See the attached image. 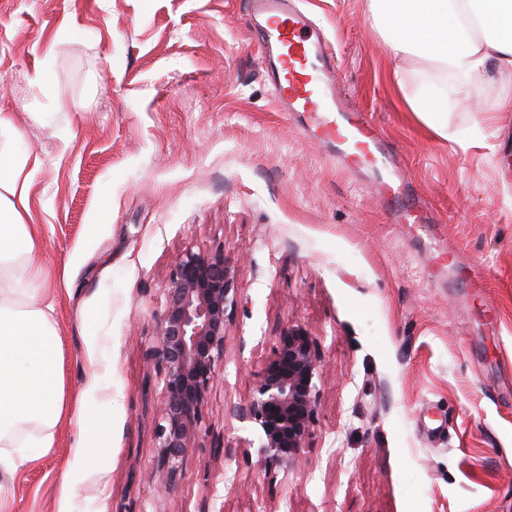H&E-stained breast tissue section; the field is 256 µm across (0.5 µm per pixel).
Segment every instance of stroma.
I'll list each match as a JSON object with an SVG mask.
<instances>
[{"label":"stroma","instance_id":"obj_1","mask_svg":"<svg viewBox=\"0 0 512 512\" xmlns=\"http://www.w3.org/2000/svg\"><path fill=\"white\" fill-rule=\"evenodd\" d=\"M300 2L338 95L399 165L396 193L435 223L401 222L377 173L276 110L246 0H0V113L41 161L40 303L66 397L108 420L94 460L68 417L29 449L8 512H512V143L484 146L493 125L512 134L500 78L450 97L436 135L406 96L445 79L415 59L398 87L368 0ZM188 249L223 250L240 301L198 446L162 493L152 346ZM291 324L321 383L309 451L284 469L250 448L243 412Z\"/></svg>","mask_w":512,"mask_h":512}]
</instances>
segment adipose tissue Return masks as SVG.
I'll return each instance as SVG.
<instances>
[{
  "label": "adipose tissue",
  "mask_w": 512,
  "mask_h": 512,
  "mask_svg": "<svg viewBox=\"0 0 512 512\" xmlns=\"http://www.w3.org/2000/svg\"><path fill=\"white\" fill-rule=\"evenodd\" d=\"M393 59L418 57L452 74L459 88L496 71L512 109V0H370ZM23 132L0 113V492L30 445L51 447L64 415L56 372L58 333L38 301L41 269L22 258L39 245L29 189L38 157L15 151Z\"/></svg>",
  "instance_id": "1"
}]
</instances>
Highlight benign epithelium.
<instances>
[{
    "label": "benign epithelium",
    "mask_w": 512,
    "mask_h": 512,
    "mask_svg": "<svg viewBox=\"0 0 512 512\" xmlns=\"http://www.w3.org/2000/svg\"><path fill=\"white\" fill-rule=\"evenodd\" d=\"M236 273L222 251L188 250L171 268L153 346L163 394L154 469L166 488L175 483L184 458L197 446L201 409L224 364L227 324L239 299ZM319 363L305 328L290 325L279 334L274 359L245 411L257 428L258 448L266 463L286 467L309 451L307 438L321 381Z\"/></svg>",
    "instance_id": "benign-epithelium-1"
}]
</instances>
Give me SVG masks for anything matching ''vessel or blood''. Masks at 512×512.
Listing matches in <instances>:
<instances>
[{"mask_svg": "<svg viewBox=\"0 0 512 512\" xmlns=\"http://www.w3.org/2000/svg\"><path fill=\"white\" fill-rule=\"evenodd\" d=\"M247 21L261 38L276 109L308 114L321 142L338 145L358 168L390 169L394 161L363 113L338 107L325 89L335 79L327 44L297 0H248Z\"/></svg>", "mask_w": 512, "mask_h": 512, "instance_id": "1", "label": "vessel or blood"}]
</instances>
